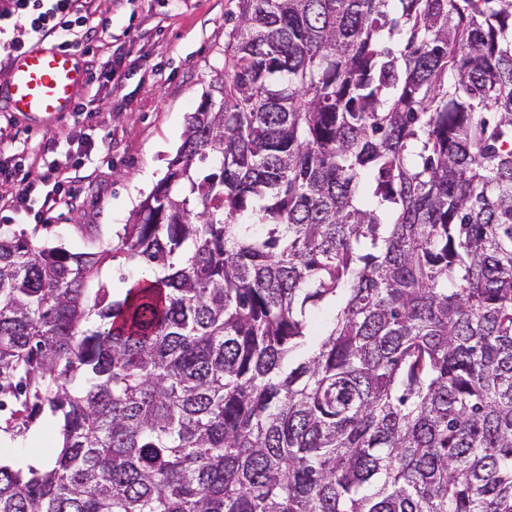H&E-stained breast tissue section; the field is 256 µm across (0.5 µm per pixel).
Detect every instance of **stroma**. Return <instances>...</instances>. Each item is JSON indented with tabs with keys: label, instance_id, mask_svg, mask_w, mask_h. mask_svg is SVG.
I'll use <instances>...</instances> for the list:
<instances>
[{
	"label": "stroma",
	"instance_id": "stroma-1",
	"mask_svg": "<svg viewBox=\"0 0 512 512\" xmlns=\"http://www.w3.org/2000/svg\"><path fill=\"white\" fill-rule=\"evenodd\" d=\"M94 22L109 26L99 48L119 80L83 86L89 102L54 124L35 129L23 116L0 108V133L16 139L34 171L76 161L78 138L109 144L75 189L78 203L41 230L43 242L70 251L111 246L133 211L164 177L185 129V117L223 74L225 47L237 0H86ZM57 431L41 417L25 436L0 442V456L51 462Z\"/></svg>",
	"mask_w": 512,
	"mask_h": 512
}]
</instances>
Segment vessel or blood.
Segmentation results:
<instances>
[{
    "instance_id": "1",
    "label": "vessel or blood",
    "mask_w": 512,
    "mask_h": 512,
    "mask_svg": "<svg viewBox=\"0 0 512 512\" xmlns=\"http://www.w3.org/2000/svg\"><path fill=\"white\" fill-rule=\"evenodd\" d=\"M78 58V51L52 42L27 48L15 56L0 101L38 127L71 114L76 92L87 82Z\"/></svg>"
}]
</instances>
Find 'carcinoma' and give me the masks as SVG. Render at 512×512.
I'll list each match as a JSON object with an SVG mask.
<instances>
[{"label": "carcinoma", "mask_w": 512, "mask_h": 512, "mask_svg": "<svg viewBox=\"0 0 512 512\" xmlns=\"http://www.w3.org/2000/svg\"><path fill=\"white\" fill-rule=\"evenodd\" d=\"M237 9L116 244L0 224V512H512V0ZM34 427L24 437H17L12 440L9 435L2 434L0 442V456L15 461H25L26 465L39 468L43 460L45 467L53 458L54 449L57 445V431L54 421L49 416L41 417ZM4 436H8L5 441ZM34 459V460H29ZM39 459V460H37Z\"/></svg>", "instance_id": "obj_1"}]
</instances>
